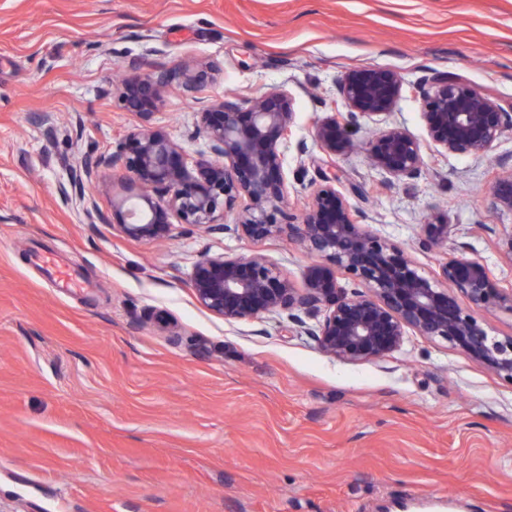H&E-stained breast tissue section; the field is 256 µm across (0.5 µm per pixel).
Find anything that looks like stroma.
Instances as JSON below:
<instances>
[{
	"label": "stroma",
	"instance_id": "1",
	"mask_svg": "<svg viewBox=\"0 0 512 512\" xmlns=\"http://www.w3.org/2000/svg\"><path fill=\"white\" fill-rule=\"evenodd\" d=\"M134 60L215 66L196 99L171 87L149 119L194 158L211 155L200 111L287 86L300 208L325 160L314 127L354 64L412 84L442 72L511 108L512 0H0V512H512L511 383L442 341L344 363L287 313L229 323L197 303L204 253L265 255L300 288L298 245L88 224L123 194L99 159L142 123L117 97ZM422 112L408 95L360 119L337 189L425 272L475 257L511 288L496 242L512 213L486 194L512 131L488 158L449 155ZM391 125L423 142L428 173L370 167L365 144ZM85 159L99 166L82 194L62 196ZM431 219L453 224L447 249L420 246ZM43 255L90 289L61 288Z\"/></svg>",
	"mask_w": 512,
	"mask_h": 512
}]
</instances>
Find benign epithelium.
<instances>
[{
    "instance_id": "benign-epithelium-1",
    "label": "benign epithelium",
    "mask_w": 512,
    "mask_h": 512,
    "mask_svg": "<svg viewBox=\"0 0 512 512\" xmlns=\"http://www.w3.org/2000/svg\"><path fill=\"white\" fill-rule=\"evenodd\" d=\"M210 73L202 65L132 62L119 99L125 109L147 119L169 85L181 84L191 98ZM406 92L422 96L428 135L448 154L482 158L512 130V112L458 77L435 72L408 86L395 71L359 63L325 103L334 116L315 127L314 139L328 161L350 147V130L359 119L389 113ZM294 117V99L283 86L245 104L225 99L218 111L200 113L214 159L190 166L176 142L145 125L117 151L85 167L70 187L82 186V176H91L96 165L122 169L127 178L116 228L129 238L164 241L187 226L253 242L285 240L314 256L303 288L261 255L203 256L192 275L195 299L227 322L286 311L326 355L351 363L400 352L415 334L461 349L512 384V336L491 335L459 302L462 296L473 308L512 314V288L500 287L482 261L456 257L424 274L397 244L366 228L365 212L336 189L331 171L321 172V183L303 209L289 211L283 146ZM367 151L373 167L392 180H414L428 170L422 143L399 127L380 130ZM488 205L512 211L511 176L495 182ZM229 213L234 214L231 223L225 220ZM452 233L446 221H427L419 244L446 249Z\"/></svg>"
}]
</instances>
